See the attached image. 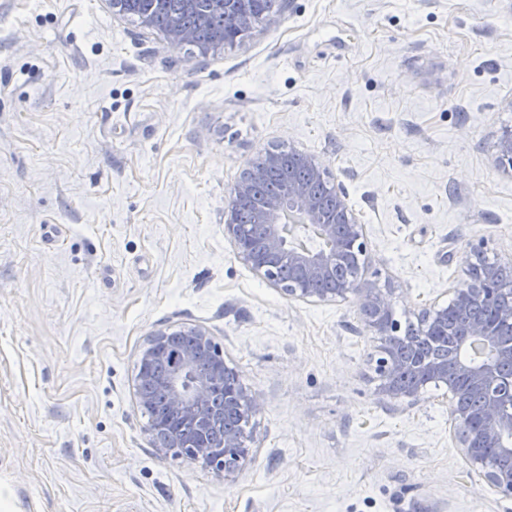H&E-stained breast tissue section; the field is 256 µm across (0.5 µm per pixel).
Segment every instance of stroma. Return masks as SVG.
I'll return each mask as SVG.
<instances>
[{
	"instance_id": "35a3bbf8",
	"label": "stroma",
	"mask_w": 512,
	"mask_h": 512,
	"mask_svg": "<svg viewBox=\"0 0 512 512\" xmlns=\"http://www.w3.org/2000/svg\"><path fill=\"white\" fill-rule=\"evenodd\" d=\"M512 0H285L200 54L109 0H0V512H512L446 386L390 400L357 296L311 302L224 237L266 150L342 184L363 277L416 320L512 264ZM207 330L259 409L246 466L156 452L137 360ZM265 170L254 166H249L242 174L240 179L233 185L230 192L232 197L238 200L248 198L251 186L263 179Z\"/></svg>"
}]
</instances>
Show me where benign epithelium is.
I'll list each match as a JSON object with an SVG mask.
<instances>
[{
	"instance_id": "obj_1",
	"label": "benign epithelium",
	"mask_w": 512,
	"mask_h": 512,
	"mask_svg": "<svg viewBox=\"0 0 512 512\" xmlns=\"http://www.w3.org/2000/svg\"><path fill=\"white\" fill-rule=\"evenodd\" d=\"M224 14L249 26V0H219ZM297 164L319 180L324 167L314 156L294 151ZM497 161L512 170V131L497 144ZM265 170L248 167L231 188L238 200L248 198L251 186L262 180ZM336 218L327 217L321 203L304 183H290L278 198L265 202L259 211L264 228L260 245L244 240L243 225L227 217L224 235L239 259L257 275L284 294L299 299L343 301L348 295L360 298L365 322L383 342L377 372L383 389L393 399L415 404L422 388L431 381L448 386L452 404L454 437L472 467L501 493L512 497V468L498 459H512V382L502 376L504 363H512V289L506 286L494 265L470 264L462 287L453 289V308L461 317L454 340V380H448V363H426L402 356L412 336H430L448 323V307L429 308L417 322L402 326L394 318L391 300L361 276L367 256L363 225L348 203L341 186L333 188ZM190 343L174 357L159 380L168 413L188 425L197 435L193 457L226 474L249 462L239 432L224 433L222 448L207 442L211 422L218 416L243 413L250 417L257 404L238 383L224 391V404L214 402L217 383L228 368L221 349L200 328H168L154 334L137 361L139 384L152 381L151 369L167 355L168 344L183 337ZM156 451L167 455L186 447L180 430H166L160 420L148 427Z\"/></svg>"
}]
</instances>
